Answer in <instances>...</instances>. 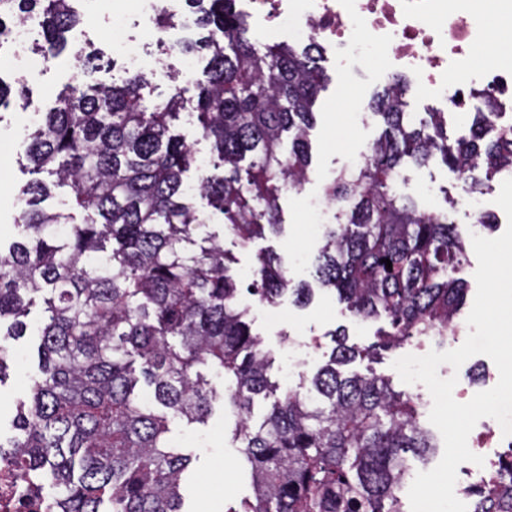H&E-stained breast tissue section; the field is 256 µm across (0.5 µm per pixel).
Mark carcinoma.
<instances>
[{
  "label": "carcinoma",
  "mask_w": 512,
  "mask_h": 512,
  "mask_svg": "<svg viewBox=\"0 0 512 512\" xmlns=\"http://www.w3.org/2000/svg\"><path fill=\"white\" fill-rule=\"evenodd\" d=\"M72 2L0 0V49L16 23L35 16L38 49L57 57L79 21ZM186 2L209 3L200 18L208 35L168 45L207 58L193 108L219 164L198 178L199 193L241 241L278 235L281 194L307 180L313 106L325 81L319 50L258 48L234 0ZM147 85L140 74L119 86L70 85L30 134L19 233L0 243V339L27 335L38 300L43 319L37 374L14 435L0 441V461L49 481L50 512H184L191 458L174 446L170 418L203 424L219 401L236 417L231 441L255 490L228 512H398L408 453L423 456L434 444L416 398L373 374L337 369L374 346L331 332L329 361L305 391L288 392L250 423L255 399L278 390L271 362L237 303L224 247L200 232L183 179L194 156L171 131L181 92L172 88L150 110ZM409 91L397 78L371 99L385 129L362 165L325 187L345 221L327 225L315 265L320 289L335 292L355 318L385 316L386 348L448 340L468 293L460 277L466 245L448 213L396 196L403 161L443 162L464 174L467 194L478 191L475 172L512 171V127L495 125L490 99L471 113L468 137L451 141L448 113L410 119ZM14 95L25 91L0 78V108ZM54 187L71 189L70 207L46 206ZM77 210L86 214L80 223ZM288 291L299 303L315 294L306 282L290 286L277 254L259 253L247 292L273 303ZM202 366L224 374L222 393L208 388ZM474 512H512V478L478 493Z\"/></svg>",
  "instance_id": "obj_1"
}]
</instances>
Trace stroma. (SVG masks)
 <instances>
[{
	"instance_id": "1",
	"label": "stroma",
	"mask_w": 512,
	"mask_h": 512,
	"mask_svg": "<svg viewBox=\"0 0 512 512\" xmlns=\"http://www.w3.org/2000/svg\"><path fill=\"white\" fill-rule=\"evenodd\" d=\"M75 8L80 23L69 34L70 51L59 58L45 60L26 74L13 70L7 58L0 57V77L24 86L29 99L28 108L14 104L0 112L1 240L10 239L16 233L14 222L20 210L18 192L29 178L24 149L34 121L53 106L65 85L81 74V62L74 57V49L83 47L102 52L101 67L93 76L96 82L118 84L129 75L143 74L149 83L147 98L153 103L166 99L173 84L171 68L187 60L182 54H163L156 30L143 24L135 0H76ZM117 11L121 12L129 35L143 50L139 63H130L112 44V20ZM383 60L382 52L360 41L354 42L348 58L324 60L329 81L314 106L316 124L310 132L308 179L301 189L288 192L279 200L284 224L282 234H269L244 244L221 221L207 225V232L223 243L232 259L230 270L242 283H251L256 256L265 250L281 256L292 282L310 280L324 232L323 225L312 219L311 204L324 202L325 186L341 169L359 164L362 153L379 137L382 123L370 113L368 103L390 78L389 73L381 69ZM500 187V179L493 177L484 180L478 193L465 194L457 184L455 172L439 162L426 166L404 163L398 178L400 194L430 210L447 209L449 222L456 225L466 240L470 239L476 216L482 211L492 216L496 233L505 231L506 215L495 203ZM240 302L250 309L253 330L259 334L263 349L273 360L271 374L284 392L297 389L301 379L310 378L328 360L333 347L330 331L345 327L349 343L363 347L375 341L379 327L375 321L360 323L352 319L331 293L316 294L313 302L303 308L294 305L291 295H283L277 307L284 319L277 324L267 320L266 306L256 297L245 293ZM35 342V337L27 336L10 344L14 361L5 385L0 386V437L5 439L13 434L11 421L16 404L27 395L37 370ZM412 351L409 345L381 351L356 359L344 366L343 371L384 376L396 390L418 397L419 421L425 425L431 410L426 401V387L403 383L392 367L396 359ZM438 374L445 379L457 377L459 386L467 388L472 395L491 389L499 379L495 364L484 355L472 356L455 372L440 366ZM233 425V418L226 416L219 406L214 408L204 426L189 427L180 421H171L173 439L192 457L184 488L185 512H224L229 503L252 497L251 472L239 449L233 448L228 438Z\"/></svg>"
}]
</instances>
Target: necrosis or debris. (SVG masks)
Returning a JSON list of instances; mask_svg holds the SVG:
<instances>
[{"instance_id":"4bbe7bcc","label":"necrosis or debris","mask_w":512,"mask_h":512,"mask_svg":"<svg viewBox=\"0 0 512 512\" xmlns=\"http://www.w3.org/2000/svg\"><path fill=\"white\" fill-rule=\"evenodd\" d=\"M240 10L262 41L317 42L324 56L340 53L356 37L387 50V71L410 78L432 97L464 110L490 94L500 120L512 124V62L478 69L471 52L487 9L512 16V0H239ZM483 465L468 464L456 495L469 502L501 467L512 436L487 427L469 436ZM53 493L33 487L10 464L0 465V512H49Z\"/></svg>"}]
</instances>
